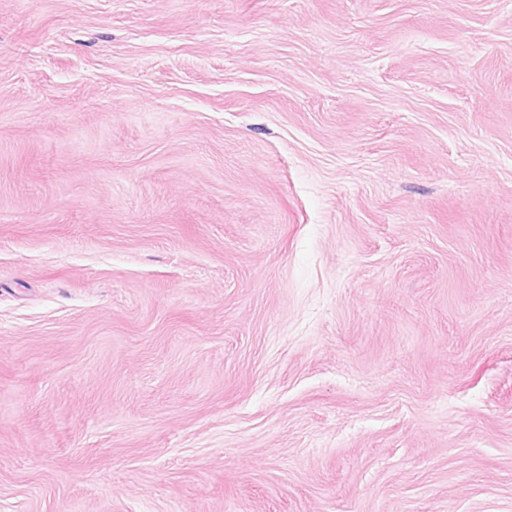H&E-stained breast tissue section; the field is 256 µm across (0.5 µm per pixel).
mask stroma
Wrapping results in <instances>:
<instances>
[{
    "instance_id": "stroma-1",
    "label": "stroma",
    "mask_w": 512,
    "mask_h": 512,
    "mask_svg": "<svg viewBox=\"0 0 512 512\" xmlns=\"http://www.w3.org/2000/svg\"><path fill=\"white\" fill-rule=\"evenodd\" d=\"M0 512H512V0H0Z\"/></svg>"
}]
</instances>
